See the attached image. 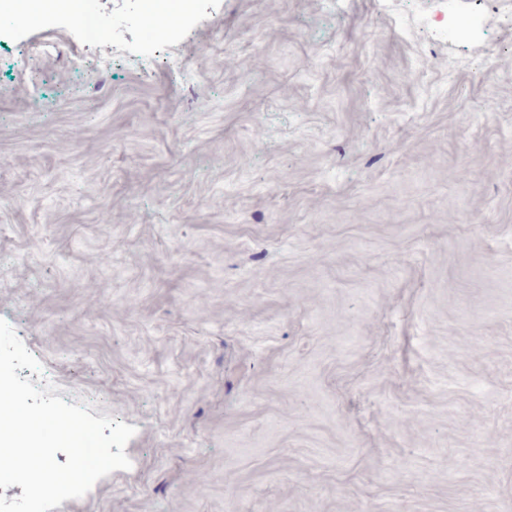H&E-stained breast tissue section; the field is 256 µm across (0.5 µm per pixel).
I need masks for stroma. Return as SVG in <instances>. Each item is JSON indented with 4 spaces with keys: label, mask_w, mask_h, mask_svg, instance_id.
<instances>
[{
    "label": "stroma",
    "mask_w": 512,
    "mask_h": 512,
    "mask_svg": "<svg viewBox=\"0 0 512 512\" xmlns=\"http://www.w3.org/2000/svg\"><path fill=\"white\" fill-rule=\"evenodd\" d=\"M137 14L101 0L108 45L0 37V319L137 428L131 469L52 512H497L512 0H199L150 38ZM476 409L493 454L456 431Z\"/></svg>",
    "instance_id": "35a3bbf8"
}]
</instances>
